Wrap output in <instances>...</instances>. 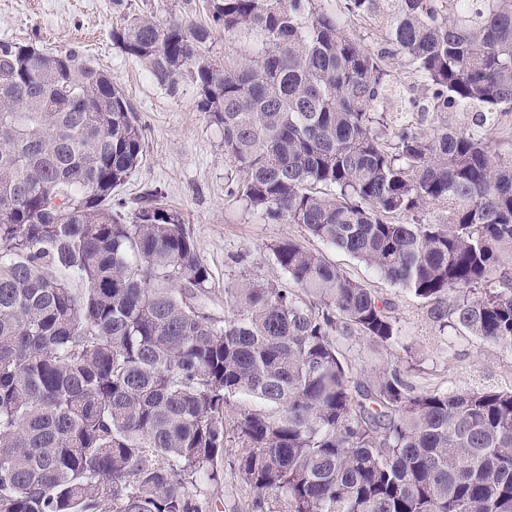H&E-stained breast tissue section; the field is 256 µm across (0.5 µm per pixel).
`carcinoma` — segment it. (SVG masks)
<instances>
[{"mask_svg": "<svg viewBox=\"0 0 512 512\" xmlns=\"http://www.w3.org/2000/svg\"><path fill=\"white\" fill-rule=\"evenodd\" d=\"M207 6L255 53L221 62L211 28L147 17L112 41L171 91L194 74L229 195L512 353V158L487 137L512 106V0H345L378 53L323 0ZM386 55L424 83L420 113L468 125H389ZM143 154L103 69L0 42V512H202L229 434L256 512H512V388L362 378L341 340L399 344L390 302L292 239L269 246L289 285L243 278L214 318L181 214L156 190L112 207ZM428 204L448 222L402 221ZM326 8L332 13H337L344 21L345 29L354 37L361 38L372 51L377 53L382 48L388 47L382 40L378 27L373 20L360 17H350L343 13V0L325 1Z\"/></svg>", "mask_w": 512, "mask_h": 512, "instance_id": "obj_1", "label": "carcinoma"}]
</instances>
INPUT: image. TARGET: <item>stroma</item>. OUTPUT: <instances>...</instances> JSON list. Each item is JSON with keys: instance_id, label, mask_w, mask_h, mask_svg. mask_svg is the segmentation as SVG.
Instances as JSON below:
<instances>
[{"instance_id": "1", "label": "stroma", "mask_w": 512, "mask_h": 512, "mask_svg": "<svg viewBox=\"0 0 512 512\" xmlns=\"http://www.w3.org/2000/svg\"><path fill=\"white\" fill-rule=\"evenodd\" d=\"M137 15L157 23H210L206 0H0V41L55 53L76 51L111 74L136 112L145 141L141 164L112 200L129 212L146 190L155 188L170 208L182 213L211 273V314L223 316L224 288L240 277L286 282L269 247L292 239L323 250L348 276L392 303L402 344L385 349L363 338L350 340L344 351L359 368L369 372L396 366L419 390L440 383L455 388L512 385V355L452 328H439L428 316L427 301L390 284L347 253L324 247L301 226L261 219L245 202L227 196L231 165L224 157L222 132L201 110L200 89L191 73L182 75L175 90H167L112 42L113 28ZM383 64L393 76L386 107L392 119L408 112L409 100L425 99L426 90L404 58L388 56ZM239 448L238 441L226 440L221 484L204 480L196 486L203 512H253V494L233 468Z\"/></svg>"}]
</instances>
